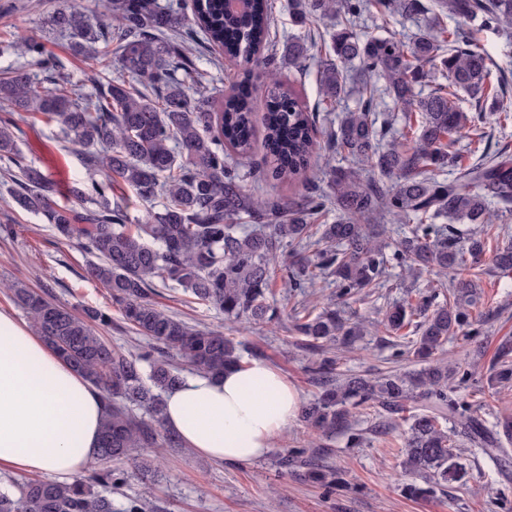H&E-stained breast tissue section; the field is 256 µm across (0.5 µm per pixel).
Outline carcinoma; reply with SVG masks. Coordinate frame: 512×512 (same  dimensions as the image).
I'll return each instance as SVG.
<instances>
[{"instance_id":"cac0c4a2","label":"carcinoma","mask_w":512,"mask_h":512,"mask_svg":"<svg viewBox=\"0 0 512 512\" xmlns=\"http://www.w3.org/2000/svg\"><path fill=\"white\" fill-rule=\"evenodd\" d=\"M379 8L407 19L425 16L433 25L412 37L363 36L354 30L360 16ZM292 21L305 28L337 17L325 56L320 58L322 100L338 105L357 97L354 109L336 116V152L360 163L333 167L327 188L308 182L318 154L316 122L296 94L273 80L263 116L264 148L272 177L299 183L298 201L257 199L247 189L255 137V105L246 90L251 65L276 50L271 27V0H108L110 20H92L71 7L49 15L50 26L67 34L70 49L82 58L94 91L85 93L67 81L47 88L24 66L0 72V158L14 160V129L26 114H41L62 127L65 148L85 165L102 170L103 179L73 190L81 204L61 205L58 189L39 168L16 165L0 171L13 202L38 216L68 240H77L96 261L86 278L104 285L123 320L153 346L136 355L104 340L95 325L112 317L87 308L81 314L43 295L13 286L17 304L44 341L101 392L109 419L102 430L99 462L88 474L70 481L10 482L15 491H0V512H112V488L124 482L114 464L137 459L140 449L158 443L183 446L181 437L160 434L163 394L184 382L163 354L174 352L192 370L218 377L241 365L242 343L220 329H196L150 298L153 281L182 291L209 305L229 321L258 323L279 319L270 304L272 285L309 288L325 277L336 283V298L361 294L378 284L387 267V245L372 220L390 218L410 225L409 235L394 244L392 258L412 274L451 269V281L438 279L430 294L406 299L389 308L381 326L395 340L398 355L425 363L417 372H382L376 376L343 374L332 347L351 348L363 338V323L329 302L313 314L291 309V330L317 359L309 374L317 397L302 406L308 428L346 447L366 441L361 417L372 411L382 428L402 429L398 454L404 473L421 479L404 485L407 496L420 500L460 482L466 475L448 434L446 422L460 421V433L482 452L508 461L512 416L489 427L479 416L465 415L453 398L455 376L470 372L442 358L453 336H475L483 320L481 276L496 270L512 273V245L495 250L484 266L486 241L478 224L490 222V207L512 205V156L500 152L479 164L459 169L448 182L437 173L455 165L453 147L477 124L510 118L497 101L474 114L460 106L464 94L477 105L488 98L487 78L493 60L470 44L465 32L440 24L451 17L478 20L512 36V0H290ZM239 67L241 80L224 98V110L213 112L205 96L207 74L187 56L185 21ZM20 53L45 71L55 64L46 56L41 37L15 39ZM314 42L288 37L283 52L301 66ZM119 68L140 81L134 88L120 78L101 81ZM441 59L448 83L425 94V66ZM389 98L391 120L402 118L414 129L413 147L401 151L384 143L377 101ZM236 156L231 162L224 148ZM379 178L365 180L363 167ZM128 189L148 204L145 223H126L131 199L114 194ZM159 204H154L155 200ZM336 208V220L314 218ZM247 218L248 223L239 220ZM444 218L439 227L434 221ZM445 303L437 304L438 297ZM512 384V339L503 338L489 367L482 393L494 397ZM145 408L150 419L133 414L127 404Z\"/></svg>"}]
</instances>
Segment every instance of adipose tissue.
I'll list each match as a JSON object with an SVG mask.
<instances>
[{"mask_svg": "<svg viewBox=\"0 0 512 512\" xmlns=\"http://www.w3.org/2000/svg\"><path fill=\"white\" fill-rule=\"evenodd\" d=\"M300 403L279 371L255 362L175 387L165 396L163 422L199 457L245 463L269 454ZM105 419L99 390L0 310V469L82 475L98 461Z\"/></svg>", "mask_w": 512, "mask_h": 512, "instance_id": "1", "label": "adipose tissue"}]
</instances>
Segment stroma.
<instances>
[{
	"mask_svg": "<svg viewBox=\"0 0 512 512\" xmlns=\"http://www.w3.org/2000/svg\"><path fill=\"white\" fill-rule=\"evenodd\" d=\"M49 11V0H0V71L27 63L10 47L17 25L24 21L29 29L43 35L46 49L57 64V76L67 78L82 91H91L84 63L71 56L66 38L52 33L47 24ZM467 30L497 64L489 79L490 98L512 101V41L493 31L480 30L474 23ZM187 47L195 65L209 76L207 95L213 111H222L225 94L239 79L237 66L220 60L218 51L209 47L201 32H194ZM272 75L294 90L300 103L314 115L319 132H326L329 124L321 101L316 60H308L299 69L289 65L287 57L280 54L254 64L250 87L256 114L264 112L266 86ZM482 131L479 143L465 138L457 145L466 164L477 163L482 156L494 155L503 148L512 152V122H491ZM15 136L20 162L38 167L56 183L59 204L71 201L73 188L95 179V172L84 165L80 156L64 151L58 125L46 124L31 115L20 122ZM252 163L255 173L247 185L255 197L287 200L302 192V185L266 177L262 141L254 143ZM5 224L11 226L12 232L7 235L0 231V309L26 320V313L19 309L9 291L10 285L20 283L47 294L73 312L95 307L111 314V325L99 327L98 332L113 346L131 353L150 348L148 339L123 322L108 289L86 278L90 257L77 241L61 238L39 217L18 209L7 195L0 197V228ZM431 279L428 273L410 277L403 267L392 263L380 284L371 289L369 298L354 297L343 302V309L361 320L368 333L356 348L342 352L341 370L379 373L416 369L411 357H396L379 322L386 308L401 300L406 290L425 292ZM502 283L500 277L483 276L486 321L479 336L470 340L457 336L449 341L444 352L449 363L464 367L475 361L480 369H487L500 340L512 336V292L506 291ZM275 298L283 316L277 327L270 328L245 320L225 321L215 309L186 302L183 293L159 282L155 283L152 296L153 301L190 325L220 328L225 335L242 341L243 364L259 361L275 368L306 402L316 392L307 371L313 355L288 330V313L305 295L300 291L287 293L279 287ZM375 423L372 416L362 419L361 427L369 431L367 440L360 447L349 448L343 440L329 442L319 438L297 420L267 456L250 463L205 461L187 447L144 448L137 460L124 462L128 478L119 490L113 491L112 510L124 512L128 501L137 498L151 501L154 512H512V463L506 465L488 457L462 437L457 444L468 470L467 484L449 485L447 494L427 500L406 498L401 486L410 477L403 473L393 452L399 437L394 432H374ZM297 449L336 471L340 484L328 490L308 479L305 468L282 471L279 457Z\"/></svg>",
	"mask_w": 512,
	"mask_h": 512,
	"instance_id": "1",
	"label": "stroma"
}]
</instances>
